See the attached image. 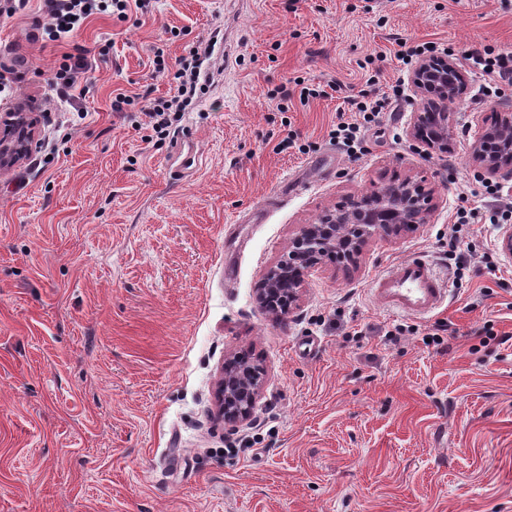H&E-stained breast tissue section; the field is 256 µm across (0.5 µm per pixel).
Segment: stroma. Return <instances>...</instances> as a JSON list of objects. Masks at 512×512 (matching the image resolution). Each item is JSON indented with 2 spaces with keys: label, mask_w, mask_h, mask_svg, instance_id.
<instances>
[{
  "label": "stroma",
  "mask_w": 512,
  "mask_h": 512,
  "mask_svg": "<svg viewBox=\"0 0 512 512\" xmlns=\"http://www.w3.org/2000/svg\"><path fill=\"white\" fill-rule=\"evenodd\" d=\"M42 7L0 22L20 72L0 113L35 107L42 159L0 171V512H512V251L502 225L453 219L479 125L512 113V86L490 94L464 55L512 49V0H149L86 21L72 111ZM429 41L467 76L432 157L396 56ZM205 42L206 92L168 138L113 112L166 95L155 51ZM359 91L393 101L353 157L333 131ZM407 177L434 190L428 223L321 257L282 317L258 304L303 225ZM413 256L449 289L424 317L370 291ZM235 354L263 390L232 427L215 390Z\"/></svg>",
  "instance_id": "35a3bbf8"
}]
</instances>
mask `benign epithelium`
<instances>
[{
  "label": "benign epithelium",
  "instance_id": "benign-epithelium-1",
  "mask_svg": "<svg viewBox=\"0 0 512 512\" xmlns=\"http://www.w3.org/2000/svg\"><path fill=\"white\" fill-rule=\"evenodd\" d=\"M464 81L461 68L451 58L436 62L422 59L411 71L410 83L416 92L424 96L437 94L422 111L413 113L407 129L409 137L428 156L448 152V100L457 97ZM33 118L31 112L0 113L1 170L30 153L35 140ZM471 161L491 177L512 178L511 114L499 119L495 132L477 133ZM432 198V190L412 178L351 195L341 208L301 228L288 255L265 272L258 296L260 303L266 304L279 293L288 294V301H293L310 269L324 254L337 252L349 260L377 235L390 236L401 229L428 223ZM261 390L262 382L255 368L234 360L228 362L219 390L225 421L237 423L248 419Z\"/></svg>",
  "mask_w": 512,
  "mask_h": 512
}]
</instances>
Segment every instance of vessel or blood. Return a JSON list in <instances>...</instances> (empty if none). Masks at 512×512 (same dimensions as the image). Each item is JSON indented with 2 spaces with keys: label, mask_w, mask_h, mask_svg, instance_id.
I'll use <instances>...</instances> for the list:
<instances>
[{
  "label": "vessel or blood",
  "mask_w": 512,
  "mask_h": 512,
  "mask_svg": "<svg viewBox=\"0 0 512 512\" xmlns=\"http://www.w3.org/2000/svg\"><path fill=\"white\" fill-rule=\"evenodd\" d=\"M372 293L384 308L407 315H427L442 305L447 288L429 261L411 257L376 278Z\"/></svg>",
  "instance_id": "b4317fda"
}]
</instances>
